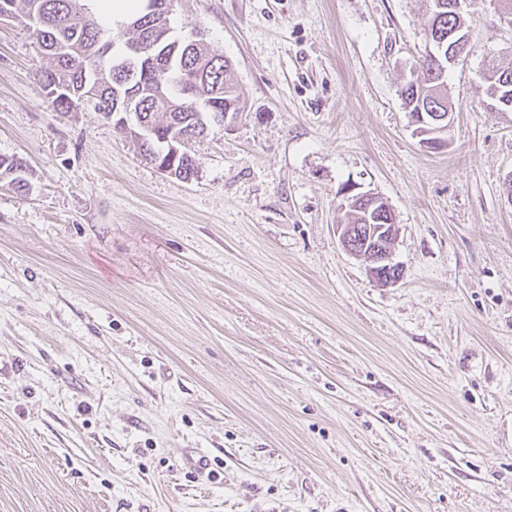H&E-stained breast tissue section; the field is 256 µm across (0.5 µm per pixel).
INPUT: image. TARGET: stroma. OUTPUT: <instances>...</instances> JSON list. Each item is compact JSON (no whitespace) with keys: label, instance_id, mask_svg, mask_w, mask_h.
Instances as JSON below:
<instances>
[{"label":"stroma","instance_id":"35a3bbf8","mask_svg":"<svg viewBox=\"0 0 512 512\" xmlns=\"http://www.w3.org/2000/svg\"><path fill=\"white\" fill-rule=\"evenodd\" d=\"M244 107L160 172L55 111L0 24V512H512V29L477 0L446 145L399 95L422 0H172ZM396 215L383 286L346 191ZM207 456V477L190 459ZM485 69H487V74L485 77V85L483 87V93L486 96L489 92L496 90V87H501V83L499 84V80L502 83H506L509 85L507 89H503L506 92H510V97L512 96V67L502 68L493 58L489 59L485 63ZM500 73V74H499ZM504 78V82H503ZM502 88V87H501Z\"/></svg>","mask_w":512,"mask_h":512}]
</instances>
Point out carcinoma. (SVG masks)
Instances as JSON below:
<instances>
[{
    "mask_svg": "<svg viewBox=\"0 0 512 512\" xmlns=\"http://www.w3.org/2000/svg\"><path fill=\"white\" fill-rule=\"evenodd\" d=\"M39 22L34 32L50 67L39 72L43 88H52L53 108L60 112L74 109V104L87 91L96 92L94 111L112 118V110L123 103L127 95L137 96L140 113L155 133L139 143L140 152L166 157L168 141L193 132L199 113L191 108L190 99L201 100L212 109L224 112L243 111L235 88L224 80L231 68L226 61H217L216 54L203 44L198 46L184 39L177 40L171 32L169 16H158L144 23L143 42L154 68L139 67L134 80L112 77L114 38L89 5L79 0H37ZM428 2L427 32L435 40H448L454 29L467 30L472 24L467 17L458 18L448 9V0ZM420 74L410 72L409 80L401 87L400 95L408 112H446L450 103L444 93L448 72L434 65L427 56L419 65ZM487 74L483 93L496 89L499 80L508 84L512 93V67L502 68L494 59L485 63ZM24 163L16 157L0 155V175L12 176V182L23 183L20 173ZM196 173L194 158L176 162L170 174L183 180Z\"/></svg>",
    "mask_w": 512,
    "mask_h": 512,
    "instance_id": "1",
    "label": "carcinoma"
}]
</instances>
